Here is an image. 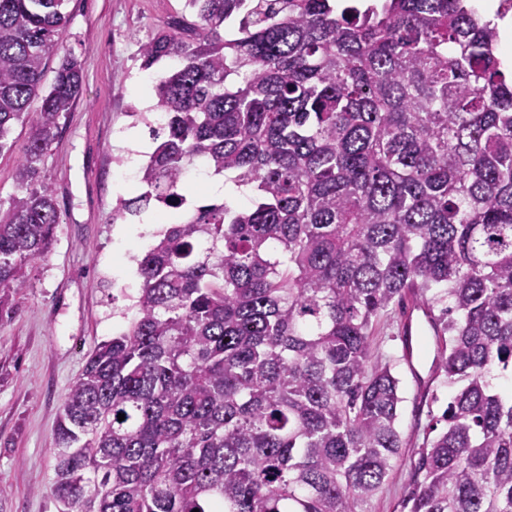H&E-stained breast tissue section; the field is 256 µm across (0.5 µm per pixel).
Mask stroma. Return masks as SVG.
I'll use <instances>...</instances> for the list:
<instances>
[{
    "label": "stroma",
    "instance_id": "1",
    "mask_svg": "<svg viewBox=\"0 0 512 512\" xmlns=\"http://www.w3.org/2000/svg\"><path fill=\"white\" fill-rule=\"evenodd\" d=\"M185 0H67L62 53L83 68V84L42 160L63 219L30 286L0 310V512H57L52 493L55 432L64 397L94 348L122 330L127 297L138 276L125 264L152 242L154 225L113 222L119 135L132 127L139 48L184 10ZM30 125L15 123L11 149L0 152V200L16 191L14 171ZM405 308L384 313L374 346L391 360L404 397L397 424L401 456L371 503L372 512H400L411 468L451 390L434 376L437 340L428 337L418 373L408 369Z\"/></svg>",
    "mask_w": 512,
    "mask_h": 512
}]
</instances>
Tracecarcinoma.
I'll list each match as a JSON object with an SVG mask.
<instances>
[{"label": "carcinoma", "mask_w": 512, "mask_h": 512, "mask_svg": "<svg viewBox=\"0 0 512 512\" xmlns=\"http://www.w3.org/2000/svg\"><path fill=\"white\" fill-rule=\"evenodd\" d=\"M65 0H0V308L61 223L41 162L83 82ZM143 43L165 129L113 220L162 205L127 327L62 405L58 512H371L403 397L380 316L417 293L452 388L402 512H512V73L470 0H186ZM242 191L188 210L185 172ZM124 420H118V415ZM29 132V122H16L9 137V141L12 142L11 149L3 150L0 153V200L2 201H7L16 192L14 171L23 157Z\"/></svg>", "instance_id": "cac0c4a2"}]
</instances>
